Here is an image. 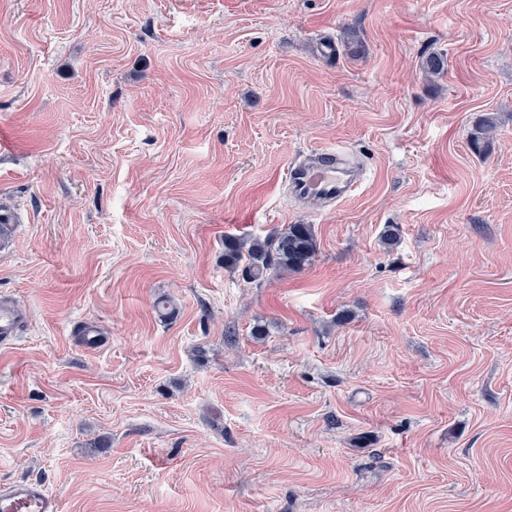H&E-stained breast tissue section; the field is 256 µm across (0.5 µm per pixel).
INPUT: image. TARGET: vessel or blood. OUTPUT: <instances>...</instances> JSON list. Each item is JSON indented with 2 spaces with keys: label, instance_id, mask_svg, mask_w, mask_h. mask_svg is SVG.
<instances>
[{
  "label": "vessel or blood",
  "instance_id": "b4317fda",
  "mask_svg": "<svg viewBox=\"0 0 512 512\" xmlns=\"http://www.w3.org/2000/svg\"><path fill=\"white\" fill-rule=\"evenodd\" d=\"M362 168L343 146L327 147L291 162L282 183L299 202L334 206L361 186ZM20 321L14 306L0 304V341L15 340ZM0 512H61L58 497L41 481L21 479L0 484Z\"/></svg>",
  "mask_w": 512,
  "mask_h": 512
}]
</instances>
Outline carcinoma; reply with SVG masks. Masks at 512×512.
Wrapping results in <instances>:
<instances>
[{
    "label": "carcinoma",
    "mask_w": 512,
    "mask_h": 512,
    "mask_svg": "<svg viewBox=\"0 0 512 512\" xmlns=\"http://www.w3.org/2000/svg\"><path fill=\"white\" fill-rule=\"evenodd\" d=\"M496 121L492 116L479 120L471 134V144L481 153L488 149ZM316 239L310 224H290L268 237H224V265L241 269L242 276L262 282L274 271H296L310 264L316 252Z\"/></svg>",
    "instance_id": "cac0c4a2"
}]
</instances>
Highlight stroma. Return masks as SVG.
Masks as SVG:
<instances>
[{
    "label": "stroma",
    "instance_id": "35a3bbf8",
    "mask_svg": "<svg viewBox=\"0 0 512 512\" xmlns=\"http://www.w3.org/2000/svg\"><path fill=\"white\" fill-rule=\"evenodd\" d=\"M336 144L362 189L290 199ZM0 207V482L62 512H512V0H0ZM291 224L311 265L225 267ZM496 119L486 116L479 120L471 134V144L476 152L487 150L496 130ZM20 330L17 310L12 305L0 304V341H14Z\"/></svg>",
    "mask_w": 512,
    "mask_h": 512
}]
</instances>
